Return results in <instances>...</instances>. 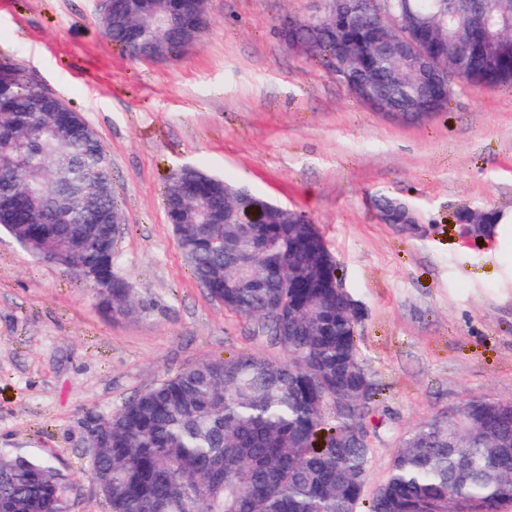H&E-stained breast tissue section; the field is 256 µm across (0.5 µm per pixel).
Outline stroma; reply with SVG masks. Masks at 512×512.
<instances>
[{
  "mask_svg": "<svg viewBox=\"0 0 512 512\" xmlns=\"http://www.w3.org/2000/svg\"><path fill=\"white\" fill-rule=\"evenodd\" d=\"M102 0H0V59L80 112L110 161L121 216L113 270L136 313L0 232V451L67 479L65 512H107L89 474L91 420L206 359L284 358L192 277L164 186L189 165L304 212L361 310L377 394L369 487L399 437L476 396L512 398V254L465 210H512V89L454 85L444 112L396 123L279 35L317 0H208L210 25L174 60H137L104 33ZM402 203L411 224L380 215Z\"/></svg>",
  "mask_w": 512,
  "mask_h": 512,
  "instance_id": "stroma-1",
  "label": "stroma"
}]
</instances>
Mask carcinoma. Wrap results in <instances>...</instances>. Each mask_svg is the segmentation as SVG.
I'll list each match as a JSON object with an SVG mask.
<instances>
[{
	"instance_id": "1",
	"label": "carcinoma",
	"mask_w": 512,
	"mask_h": 512,
	"mask_svg": "<svg viewBox=\"0 0 512 512\" xmlns=\"http://www.w3.org/2000/svg\"><path fill=\"white\" fill-rule=\"evenodd\" d=\"M486 17L448 0H388L396 14L433 13L435 62L464 60L462 83L512 87V0H493ZM178 0H144L131 16L142 30L138 47L125 29L105 27L107 38L135 58L172 59L186 49L161 20L176 15ZM373 14L336 0L320 22L302 28L310 55L322 59L346 86L360 78L385 87L395 103L417 91L410 65L375 54L369 44ZM66 154L84 183L86 204L118 216L106 152L83 116L40 88L14 63L0 60V229L21 246L36 240L59 246L60 229L75 231L80 211L55 208L59 185L49 162ZM168 222L189 223L197 211L226 207L230 215L256 212L259 238L242 224H212L207 240L177 239L199 283L210 273L230 284L210 296L262 331L286 352L274 360L254 354L203 360L129 400L105 417L107 442L96 443L90 475L108 512H354L370 468L364 428L373 385L358 351L359 318L334 288L284 287L287 272L303 266L313 278L336 272L314 224L299 211L269 212L244 185L225 180L189 182L173 175L164 187ZM117 237L96 239L73 255L80 266L112 268ZM252 253L255 288H234L240 271L233 255ZM132 296L112 289V312H135ZM471 424L450 417L413 425L398 440L389 474L374 490L370 512H501L512 505V415L486 397L468 400ZM66 478L40 457L0 452V501L12 512H63Z\"/></svg>"
}]
</instances>
